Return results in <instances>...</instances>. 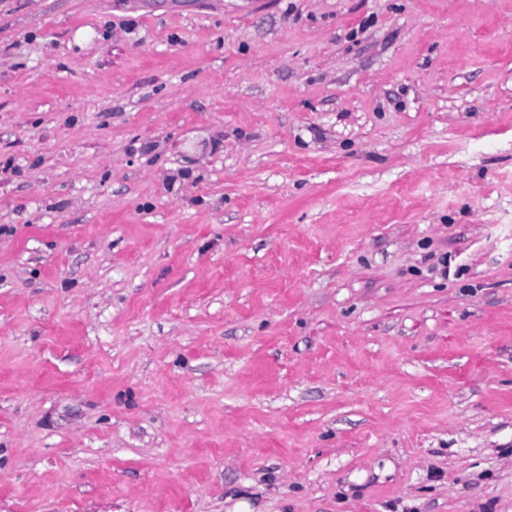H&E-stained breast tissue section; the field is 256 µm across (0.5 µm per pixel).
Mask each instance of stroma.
<instances>
[{
	"instance_id": "35a3bbf8",
	"label": "stroma",
	"mask_w": 512,
	"mask_h": 512,
	"mask_svg": "<svg viewBox=\"0 0 512 512\" xmlns=\"http://www.w3.org/2000/svg\"><path fill=\"white\" fill-rule=\"evenodd\" d=\"M0 512H512V0H0Z\"/></svg>"
}]
</instances>
